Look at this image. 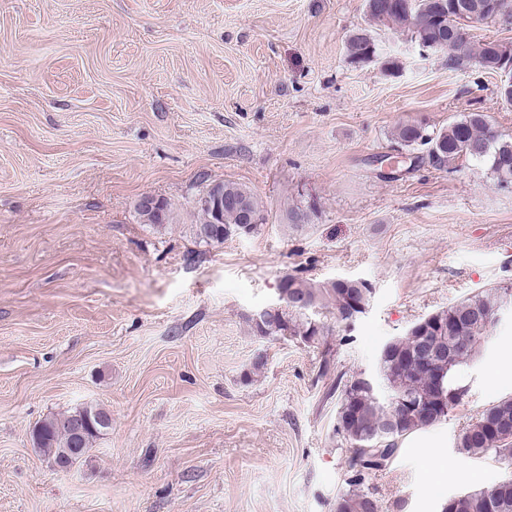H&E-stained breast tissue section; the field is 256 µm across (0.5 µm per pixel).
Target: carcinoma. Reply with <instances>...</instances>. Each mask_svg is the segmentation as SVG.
<instances>
[{"label":"carcinoma","mask_w":512,"mask_h":512,"mask_svg":"<svg viewBox=\"0 0 512 512\" xmlns=\"http://www.w3.org/2000/svg\"><path fill=\"white\" fill-rule=\"evenodd\" d=\"M366 9L373 20L392 24L410 33L417 42H431L448 51L451 69L476 66L495 73L512 61V52L506 56L496 49L497 41L471 47L467 33L468 24L473 21H484L495 13L512 16V0H366ZM347 51L355 63L371 62L378 56L375 39L362 30L348 36ZM393 137L401 150L425 148L429 162L435 166L464 157L485 164L497 183L512 182V138H504L483 112L463 114L432 131L421 123H403L395 128ZM221 187L226 202L224 222L211 224L207 210H198L199 223L192 225L191 231L199 242L222 244L229 238L257 231L256 224L240 223L238 211L227 205L231 200L245 202L259 216L260 223H266L264 206L250 189L233 182H224ZM310 211L308 206L288 210V223L295 228L308 226ZM509 293L512 284L499 283L425 315L412 323L404 335L383 346L378 376L359 373L343 384L338 395L336 433L349 453L347 489L336 497L332 512H379L369 479L388 466L404 439L447 418L444 414L426 420L422 410L412 404L437 391L449 395L447 409L460 403L467 387L460 384L457 372L478 356L490 317ZM372 294L373 288L366 281L318 282L285 274L277 288L279 309L250 327L256 336L294 338L321 350L325 356L328 326L316 318L319 310L331 306L336 309V319L346 323L367 311ZM424 341L435 344L436 355L444 357L443 366L428 369L419 362L412 363ZM395 398L409 402V406L394 413L391 400ZM78 418L91 421L83 435L84 452L80 454L74 453V423ZM110 428L112 416L107 410L86 406L43 420L33 431V441L53 463L66 460L75 465L89 452L94 440ZM457 448L461 454L491 458L511 469L512 396L500 398L472 420L460 434ZM462 512H512V475L488 488L464 493Z\"/></svg>","instance_id":"1"}]
</instances>
